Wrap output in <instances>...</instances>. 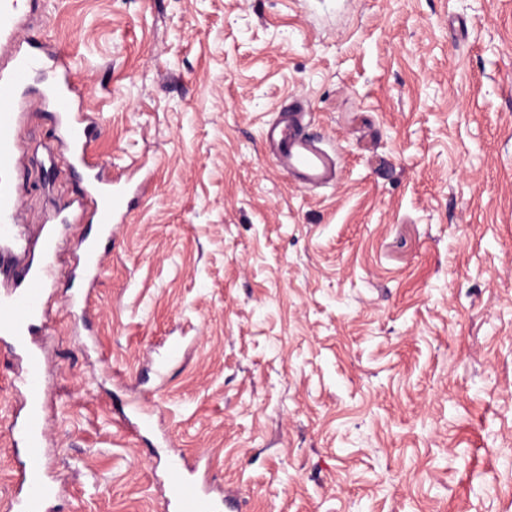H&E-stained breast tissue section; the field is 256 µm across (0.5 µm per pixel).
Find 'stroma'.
<instances>
[{
  "instance_id": "stroma-1",
  "label": "stroma",
  "mask_w": 512,
  "mask_h": 512,
  "mask_svg": "<svg viewBox=\"0 0 512 512\" xmlns=\"http://www.w3.org/2000/svg\"><path fill=\"white\" fill-rule=\"evenodd\" d=\"M23 22L139 190L86 308L61 276L33 331L49 512H162L168 440L239 512H512V0H44ZM292 104L335 182L276 167L263 130ZM21 139L34 230L85 182L54 112ZM22 366L0 343V512Z\"/></svg>"
}]
</instances>
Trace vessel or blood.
Listing matches in <instances>:
<instances>
[{"mask_svg": "<svg viewBox=\"0 0 512 512\" xmlns=\"http://www.w3.org/2000/svg\"><path fill=\"white\" fill-rule=\"evenodd\" d=\"M22 6L19 0H0V276L11 280L10 289L0 292V339L8 338L13 351L26 358L21 379L26 406L20 423L10 431L12 441L23 443L28 458L22 493L10 503L11 512H44L46 502L55 496V484L45 474L41 447L44 430L39 416L40 380L43 361L33 350L32 324L43 313L47 288L53 287L58 273L60 243L54 230L42 232L37 259H26L21 242V190L13 173L20 165L21 130L33 111L29 79L33 73L50 75L51 100L59 114L67 157L87 170L86 189L66 220L70 223L100 224L105 234H113L112 223L118 212L129 209L131 199L111 174L92 162L87 153L91 121L83 105L84 94L74 80L71 63L61 52L23 37ZM303 113L283 111L264 130L272 156L282 171L304 186H324L336 175V160L329 151L301 133ZM81 283H93L102 257L82 250L77 258ZM168 492L164 512H218L220 505L209 490L186 478L182 456L169 455Z\"/></svg>", "mask_w": 512, "mask_h": 512, "instance_id": "b4317fda", "label": "vessel or blood"}]
</instances>
